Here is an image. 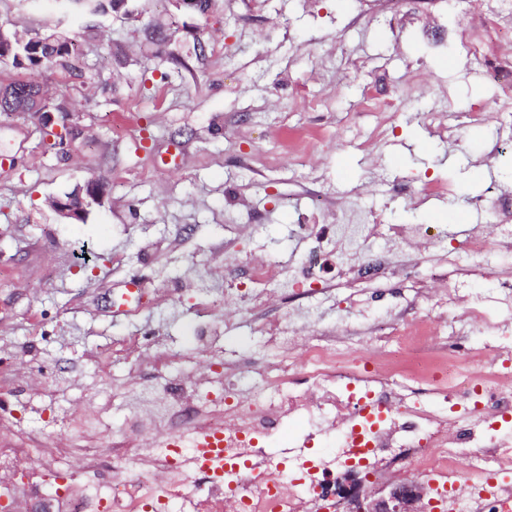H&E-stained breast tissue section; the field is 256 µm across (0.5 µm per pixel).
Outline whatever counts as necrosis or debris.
Masks as SVG:
<instances>
[{
	"instance_id": "obj_1",
	"label": "necrosis or debris",
	"mask_w": 512,
	"mask_h": 512,
	"mask_svg": "<svg viewBox=\"0 0 512 512\" xmlns=\"http://www.w3.org/2000/svg\"><path fill=\"white\" fill-rule=\"evenodd\" d=\"M365 221L367 238L387 239L406 252L422 236L421 227L388 224L376 213ZM245 276L247 293L228 282L224 295L260 321L266 359L259 388L241 395L238 366L219 363L215 338L199 337L207 370L202 384L220 385L225 393L236 395V403L188 392L167 399L153 427L181 443L186 426L207 411V429L223 430L225 447L249 460V473L231 474L223 485L208 487L205 499H196L184 465L171 463L168 450L146 448L133 434L125 446L148 479L113 483L94 497L60 484L49 495L53 512H100L104 503L112 512H145L154 497L152 481L159 477L166 480L168 499L178 502L182 512H231L226 504L230 496L236 501L232 512H353L352 494L338 485L337 476L375 484L404 467L429 477L437 512H502L501 506L480 498L479 490L485 479L512 465V439L502 436L493 423L494 416L512 410V378L498 375L463 388L449 383V390L467 405L455 416L408 395L410 380L428 373L435 360L454 373L475 360L497 362L501 346L458 353L449 347L447 332L432 322L418 328L410 342L386 337L378 370L368 375L359 367L363 356L355 350L354 339L373 330L346 327L322 332L298 363L290 331L280 319L266 315L270 301L283 294L279 266L257 260L246 266ZM287 420L306 422L333 445L332 452L310 468L302 455L294 456V464L305 469L300 479L255 445L273 425ZM49 453L44 441L32 448L0 445V498L7 499L10 512H24L28 497L41 488Z\"/></svg>"
}]
</instances>
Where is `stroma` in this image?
Returning <instances> with one entry per match:
<instances>
[{"instance_id": "stroma-1", "label": "stroma", "mask_w": 512, "mask_h": 512, "mask_svg": "<svg viewBox=\"0 0 512 512\" xmlns=\"http://www.w3.org/2000/svg\"><path fill=\"white\" fill-rule=\"evenodd\" d=\"M492 17L512 30V0H214L199 14L185 0H126L102 13L72 0H0V29L53 33L77 55L73 74L47 69L41 82L78 101L86 142L70 155L47 151L37 119L0 114V442L64 438L63 414L85 412L94 433L109 405L115 436L139 427L152 440L144 389L172 380L193 385L203 358L197 336L231 318L220 347L243 363L244 391L258 384L260 326L236 303L202 309L254 259L297 278L311 244L296 227L312 201L340 206L346 223L367 212L426 232L419 261L440 270L456 294L484 304L512 349V253L469 257L465 241L492 230L502 190L512 189L507 123L470 121L494 108L486 62L466 44L480 40L462 17ZM453 25V41L424 35ZM404 89L406 99L381 134L361 102L370 87ZM320 133L308 145L310 133ZM106 183L84 222L65 223L52 197L89 177ZM443 183L440 197L425 193ZM339 213V214H340ZM152 252L141 249L143 240ZM229 253H220L226 240ZM145 282L140 309L113 314L111 296L131 277ZM194 287H187V280ZM301 296L274 310L302 334L400 317L412 333L426 314L417 289L398 280L326 287L300 284ZM139 337L148 359L178 352L172 367L129 364L101 349ZM76 492L95 495L113 477H137L114 463L109 440L87 468L67 451Z\"/></svg>"}]
</instances>
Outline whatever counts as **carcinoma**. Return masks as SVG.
<instances>
[{"label": "carcinoma", "instance_id": "carcinoma-1", "mask_svg": "<svg viewBox=\"0 0 512 512\" xmlns=\"http://www.w3.org/2000/svg\"><path fill=\"white\" fill-rule=\"evenodd\" d=\"M54 66L64 71L76 68L69 44L49 40V35L34 33L0 32V69L9 67L14 74L5 82L0 80V112L23 117H36L46 123V111L71 115L74 112L71 97L49 94L46 87L32 80L19 78L22 73ZM64 135L54 137L49 148L67 153L82 138L83 130L63 128Z\"/></svg>", "mask_w": 512, "mask_h": 512}]
</instances>
